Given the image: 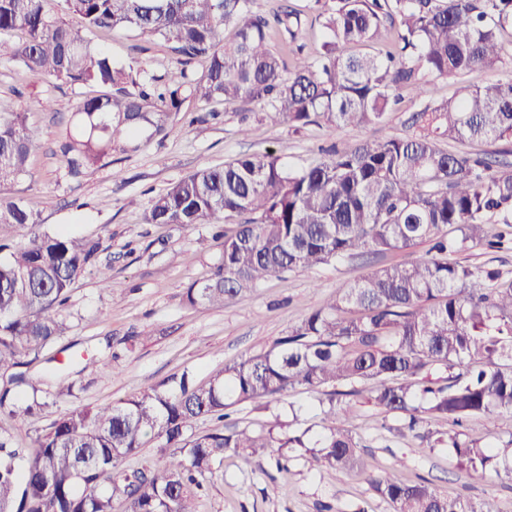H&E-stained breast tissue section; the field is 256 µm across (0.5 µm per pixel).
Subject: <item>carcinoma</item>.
<instances>
[{"mask_svg":"<svg viewBox=\"0 0 512 512\" xmlns=\"http://www.w3.org/2000/svg\"><path fill=\"white\" fill-rule=\"evenodd\" d=\"M84 21L73 32L65 16ZM317 23L322 51L309 59L297 43ZM236 29L229 44L224 26ZM512 28V0H308L271 15L255 0H0V35L14 33L13 58L62 85L93 86L75 108L64 146L68 174L100 162L123 140L160 135L194 99L205 105L255 103L273 122L299 131L310 124L361 129L386 122L402 93L426 104L410 113L404 136L364 138L307 166L290 168L273 153L201 165L152 199L149 224L244 222L224 234L223 259L187 288L188 304L224 307L268 277L306 271L353 255L405 253L374 266L312 310L263 354L196 385L189 374L143 387L99 408L55 419L25 455L0 435V512H197L203 481L232 451L304 448L311 467H361L348 407L324 411L325 433L303 436L232 429L194 434L204 417L220 421L236 404L277 398L296 387L333 388L337 401L365 400L399 416L410 432L422 415L453 429L436 443L462 468L512 474V438L482 445L459 430L495 411L512 422V278L454 255L501 247L492 225H512V164L489 154L457 155L451 140L512 141V75L478 86L462 77L501 61L500 34ZM127 30L168 44L184 66L180 79L145 81L139 66L102 52L93 37ZM387 44L385 58L353 55V44ZM205 59L198 75L186 66ZM456 77L450 99L435 97L431 78ZM38 134L27 113L0 97V186L29 173ZM0 224L24 241H0V409L25 384L16 368L67 330L52 310L101 251L96 239L41 229L20 200L0 202ZM427 242L423 256L414 249ZM149 436L164 440V467L126 464ZM393 512H499L491 500L440 493L421 479L369 475Z\"/></svg>","mask_w":512,"mask_h":512,"instance_id":"cac0c4a2","label":"carcinoma"}]
</instances>
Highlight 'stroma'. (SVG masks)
I'll use <instances>...</instances> for the list:
<instances>
[{
    "label": "stroma",
    "mask_w": 512,
    "mask_h": 512,
    "mask_svg": "<svg viewBox=\"0 0 512 512\" xmlns=\"http://www.w3.org/2000/svg\"><path fill=\"white\" fill-rule=\"evenodd\" d=\"M12 39L0 37V97L12 98L28 112L39 131L42 149L30 174L0 187V199H19L38 212L44 230L64 231L100 240L99 271L80 277L67 305L56 310L68 330L26 368L31 380L57 370L74 386L72 396L23 418L0 413V433L15 447L27 448L59 415L78 407L98 408L141 388L182 373L200 384L224 365L261 354L285 336L308 312L366 274L371 265L400 260L397 252L345 258L314 271L286 272L243 294L223 308L192 306L187 288L206 279L220 263L222 239L211 226L149 224L152 199L201 164H223L246 153L273 152L292 167L311 163L320 148L345 147L362 136L401 135L417 102L404 100L385 126L366 131L311 125L294 132L288 124L257 121L226 109L217 119L169 127L166 136L140 137L132 150L113 151L77 179L67 174L60 146L84 86H61L23 70L12 59ZM98 46L115 61L138 60L146 76L178 79L181 66L169 47L135 33L117 30L97 37ZM109 270L122 292L104 287L100 270ZM108 367H100V360ZM325 392L302 388L277 399L237 404L231 415L238 427L282 431L312 428L321 432ZM448 419L427 417L423 437L402 433V420L359 403L353 428L362 444L364 470L338 473L309 468L300 449H290L287 469L259 451L254 463L225 456L205 481L198 512H392L369 484L367 473L390 472L403 479L432 480L440 492L479 500L494 498L500 512H512V477L493 480L461 469L435 438L447 432Z\"/></svg>",
    "instance_id": "obj_1"
}]
</instances>
